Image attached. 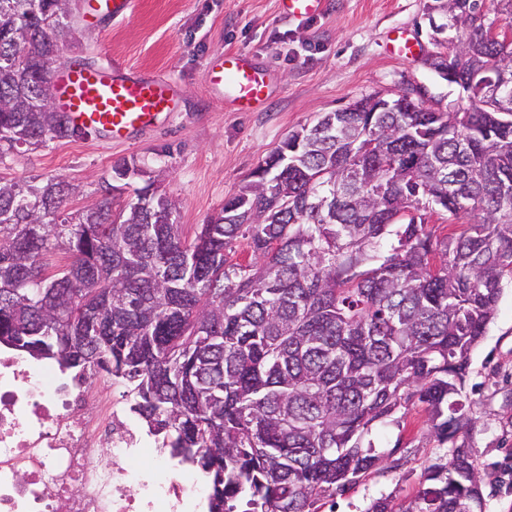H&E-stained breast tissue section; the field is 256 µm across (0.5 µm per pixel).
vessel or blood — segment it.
<instances>
[{
	"mask_svg": "<svg viewBox=\"0 0 512 512\" xmlns=\"http://www.w3.org/2000/svg\"><path fill=\"white\" fill-rule=\"evenodd\" d=\"M277 4L289 17L315 16L326 6L325 0H277ZM132 6L133 0H84L80 22L100 25L125 15ZM388 51L413 58L421 53L422 46L402 30L391 38ZM206 80L223 91L225 100L238 112L254 111L270 92L269 75L239 52L218 55ZM52 82L57 110L71 127L114 139L153 128L178 109L174 82L157 74L138 75L114 62L88 66L67 60L56 67Z\"/></svg>",
	"mask_w": 512,
	"mask_h": 512,
	"instance_id": "obj_1",
	"label": "vessel or blood"
}]
</instances>
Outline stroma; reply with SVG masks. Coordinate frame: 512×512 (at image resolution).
<instances>
[{
    "label": "stroma",
    "instance_id": "obj_1",
    "mask_svg": "<svg viewBox=\"0 0 512 512\" xmlns=\"http://www.w3.org/2000/svg\"><path fill=\"white\" fill-rule=\"evenodd\" d=\"M445 0H327L323 14L290 18L276 0H135L124 18L104 27L74 26L60 44L59 59L88 63L118 60L138 73L170 77L179 110L161 129L114 142L99 135L27 146L0 158V179L41 183L61 177L78 185L68 212L98 202L99 185L117 161L137 165L141 187L155 181L177 201L183 238L236 194L249 174L294 130L325 113L344 109L369 94L412 91L414 100L448 111L467 105L458 87L426 63L428 55L454 50L456 32L435 34L447 22ZM406 29L422 42L423 55L388 56L394 30ZM249 53L271 78L270 94L252 112H237L208 87L205 74L216 55ZM470 423L457 436L483 474L485 512H512V281H504L495 314L470 355L462 393ZM431 413L411 402L401 424L374 434L382 451H408L397 470L378 469L335 496V507L319 512H366L380 497L413 498L424 468L448 445L429 434Z\"/></svg>",
    "mask_w": 512,
    "mask_h": 512
}]
</instances>
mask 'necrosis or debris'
Wrapping results in <instances>:
<instances>
[{"instance_id": "obj_1", "label": "necrosis or debris", "mask_w": 512, "mask_h": 512, "mask_svg": "<svg viewBox=\"0 0 512 512\" xmlns=\"http://www.w3.org/2000/svg\"><path fill=\"white\" fill-rule=\"evenodd\" d=\"M94 401L52 363L0 354V512H197L208 484L178 469L123 401Z\"/></svg>"}]
</instances>
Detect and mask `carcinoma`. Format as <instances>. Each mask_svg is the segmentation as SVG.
Listing matches in <instances>:
<instances>
[{
	"instance_id": "obj_1",
	"label": "carcinoma",
	"mask_w": 512,
	"mask_h": 512,
	"mask_svg": "<svg viewBox=\"0 0 512 512\" xmlns=\"http://www.w3.org/2000/svg\"><path fill=\"white\" fill-rule=\"evenodd\" d=\"M504 2V31L480 0H447L435 31H461L473 64L512 73ZM70 8L0 0V157L77 136L51 85ZM430 66L461 86L442 55ZM372 100L289 134L190 241L154 184L116 202L126 161L74 217L75 184L0 181V336L121 382L170 456L212 477L209 512H315L368 470L400 467L370 435L413 399L442 444L466 425L470 354L512 277V111L492 97L453 112ZM433 213L467 221L435 240ZM240 238L253 261L229 264ZM60 245L70 262L43 275ZM482 482L454 446L413 499L368 512H484Z\"/></svg>"
}]
</instances>
